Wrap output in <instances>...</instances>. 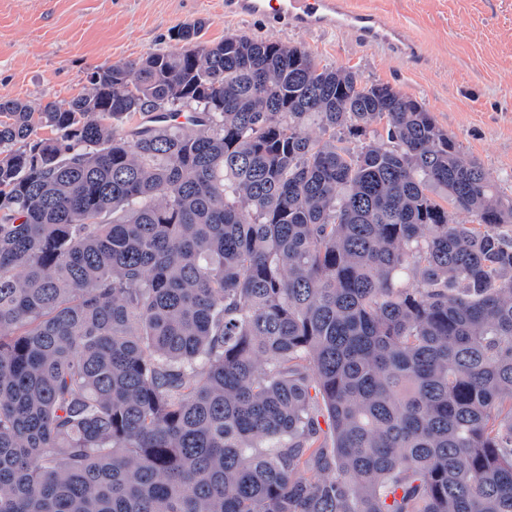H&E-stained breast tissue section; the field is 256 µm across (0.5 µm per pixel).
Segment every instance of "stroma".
<instances>
[{"instance_id":"1","label":"stroma","mask_w":512,"mask_h":512,"mask_svg":"<svg viewBox=\"0 0 512 512\" xmlns=\"http://www.w3.org/2000/svg\"><path fill=\"white\" fill-rule=\"evenodd\" d=\"M351 2L402 26L411 51L351 31L247 22L226 14L224 0H0V97L36 110L72 99L92 68L169 49L177 27L204 18L205 41L234 33L296 45L417 100L512 202V0Z\"/></svg>"}]
</instances>
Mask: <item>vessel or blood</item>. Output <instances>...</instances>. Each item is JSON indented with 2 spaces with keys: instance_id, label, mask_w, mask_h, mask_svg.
I'll return each mask as SVG.
<instances>
[{
  "instance_id": "obj_1",
  "label": "vessel or blood",
  "mask_w": 512,
  "mask_h": 512,
  "mask_svg": "<svg viewBox=\"0 0 512 512\" xmlns=\"http://www.w3.org/2000/svg\"><path fill=\"white\" fill-rule=\"evenodd\" d=\"M224 11L245 20H280L298 30H350L364 41L398 50L408 45L400 27L381 23L373 13L351 9L349 0H224Z\"/></svg>"
}]
</instances>
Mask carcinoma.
I'll list each match as a JSON object with an SVG mask.
<instances>
[{"mask_svg": "<svg viewBox=\"0 0 512 512\" xmlns=\"http://www.w3.org/2000/svg\"><path fill=\"white\" fill-rule=\"evenodd\" d=\"M205 26L0 98V512H512V206L419 102Z\"/></svg>", "mask_w": 512, "mask_h": 512, "instance_id": "carcinoma-1", "label": "carcinoma"}]
</instances>
